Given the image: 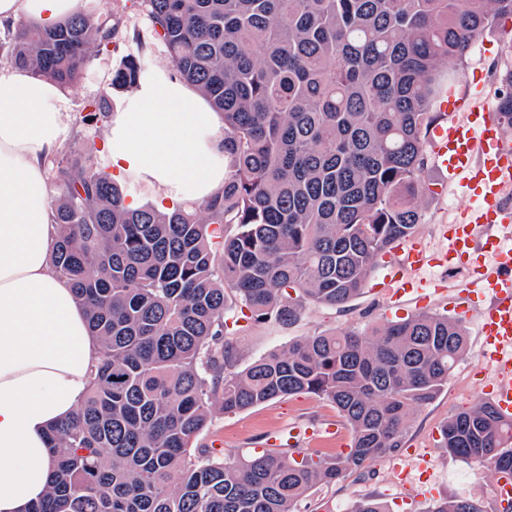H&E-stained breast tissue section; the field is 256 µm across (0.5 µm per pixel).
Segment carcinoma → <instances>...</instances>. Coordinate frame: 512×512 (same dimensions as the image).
<instances>
[{
  "instance_id": "carcinoma-1",
  "label": "carcinoma",
  "mask_w": 512,
  "mask_h": 512,
  "mask_svg": "<svg viewBox=\"0 0 512 512\" xmlns=\"http://www.w3.org/2000/svg\"><path fill=\"white\" fill-rule=\"evenodd\" d=\"M145 14L177 75L224 116V192L162 212L63 153L53 253L98 341L86 395L49 429L54 470L29 512H301L310 490L401 447L411 412L468 351L463 325L421 312L334 331L235 370L231 337L291 324L309 304L360 296L380 259L422 223L426 133L471 46L512 21V0H120L51 27L18 24L7 63L65 86ZM127 55L112 87L148 80ZM82 123L106 118L110 93ZM497 115L512 131V91ZM309 393L344 419L352 445L296 460L237 459L193 442L213 404L235 413ZM440 447L512 483V420L490 402L448 418ZM348 512H389L363 494ZM426 512H484L464 496Z\"/></svg>"
}]
</instances>
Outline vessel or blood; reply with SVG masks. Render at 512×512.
<instances>
[{"instance_id":"obj_1","label":"vessel or blood","mask_w":512,"mask_h":512,"mask_svg":"<svg viewBox=\"0 0 512 512\" xmlns=\"http://www.w3.org/2000/svg\"><path fill=\"white\" fill-rule=\"evenodd\" d=\"M448 110L452 114L466 111V122L452 117L433 129L431 141L440 168L475 205L469 210L468 223L449 225L446 257L452 263L466 262L491 298L478 323L481 345L477 358L498 376L493 389L495 409L512 418V245L496 238L486 240L484 252H492L498 262L493 271L488 270L484 253L472 252L470 247L476 225L512 222V211L500 204L502 188L512 182V136L491 116L490 104L469 110L464 101L452 100Z\"/></svg>"}]
</instances>
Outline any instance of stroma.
<instances>
[{"instance_id": "obj_1", "label": "stroma", "mask_w": 512, "mask_h": 512, "mask_svg": "<svg viewBox=\"0 0 512 512\" xmlns=\"http://www.w3.org/2000/svg\"><path fill=\"white\" fill-rule=\"evenodd\" d=\"M151 23L146 15L133 11L123 20L125 39L120 47L98 54L76 83L63 87L66 108L61 115L62 134L59 152L78 158L82 164L108 169L109 164L100 148L112 121L103 119L96 124L94 141H87L78 123L87 105L99 97L112 79L121 58L128 54L141 55L151 70L169 66L165 46L150 35ZM512 71V32L492 30L469 50L460 77L459 88L469 94V105L496 102L505 72ZM427 183L433 185L434 195L423 200L424 220L414 233V239L430 253L444 252L447 241L443 233L455 223L461 211L469 205L459 188L448 185L435 163L425 169ZM421 283L430 301L420 305L415 296L400 301L392 296L399 281ZM469 269L455 276L447 267H426L415 271L404 266L396 254L383 257L371 273L368 286L354 299L347 311L334 307L312 306L305 310L295 324H255L236 336L238 368H245L266 354L287 351L299 339L336 330H364L377 324L397 321L422 310L454 314L463 293L472 288ZM486 302L473 298L469 316L462 323L468 335V353L458 360L448 383L427 405L415 409L409 418L403 445L392 456L372 462L362 476H348L341 482L313 489L302 505V512H347L353 499L361 494L381 496L391 512H425L436 499L469 496L479 501L485 512H496L499 498L495 493L496 477L478 464L445 453L438 446L439 429L448 417L471 408L484 400L483 388L493 381L492 369L477 373L478 319ZM334 433H327V426ZM305 431L301 446L306 453L333 454L347 447L351 434L337 410L329 402L309 394L280 397L235 413L215 411L212 422L195 444L211 447L222 439L223 451L231 457H241L254 449L267 447L269 442L290 438L293 430Z\"/></svg>"}]
</instances>
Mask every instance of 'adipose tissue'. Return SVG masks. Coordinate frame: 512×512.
<instances>
[{
  "mask_svg": "<svg viewBox=\"0 0 512 512\" xmlns=\"http://www.w3.org/2000/svg\"><path fill=\"white\" fill-rule=\"evenodd\" d=\"M84 0H0V22L51 26ZM63 95L49 78L0 68V512H28L53 469L47 432L78 409L98 343L52 264L59 228L46 164L62 133ZM224 118L185 80L159 70L113 119L103 153L137 172L155 205L222 192Z\"/></svg>",
  "mask_w": 512,
  "mask_h": 512,
  "instance_id": "ef3b65f1",
  "label": "adipose tissue"
}]
</instances>
